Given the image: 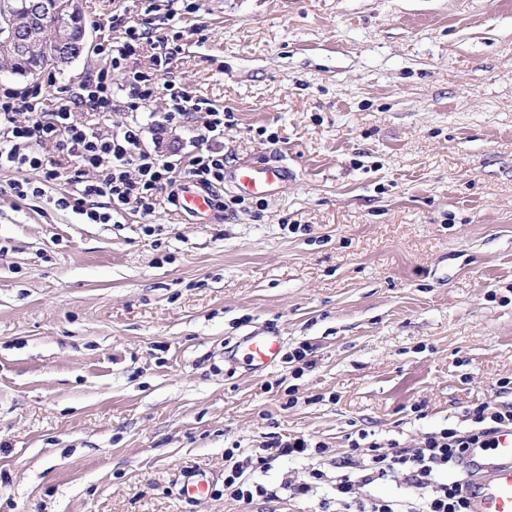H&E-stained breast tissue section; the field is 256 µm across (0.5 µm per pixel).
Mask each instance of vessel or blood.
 Masks as SVG:
<instances>
[{
  "mask_svg": "<svg viewBox=\"0 0 512 512\" xmlns=\"http://www.w3.org/2000/svg\"><path fill=\"white\" fill-rule=\"evenodd\" d=\"M294 174L284 164L278 166L242 165L233 172L242 194L264 196L282 189L292 181ZM211 189L187 182L180 190L183 211L198 223H213L216 215ZM251 369L262 371L275 364L280 352L279 337L254 332L239 338L234 348ZM495 448L469 449L461 462L467 476L464 494L469 512H512V434L498 438ZM213 483L211 476L201 472L185 475L180 494L191 500L204 494Z\"/></svg>",
  "mask_w": 512,
  "mask_h": 512,
  "instance_id": "vessel-or-blood-1",
  "label": "vessel or blood"
}]
</instances>
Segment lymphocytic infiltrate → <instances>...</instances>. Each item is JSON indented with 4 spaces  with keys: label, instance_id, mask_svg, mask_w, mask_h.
Returning a JSON list of instances; mask_svg holds the SVG:
<instances>
[{
    "label": "lymphocytic infiltrate",
    "instance_id": "f902f5d3",
    "mask_svg": "<svg viewBox=\"0 0 512 512\" xmlns=\"http://www.w3.org/2000/svg\"><path fill=\"white\" fill-rule=\"evenodd\" d=\"M115 31L112 39L96 46L104 67L86 77L77 87L58 84L56 106L41 108V86L0 92V168L19 172L11 185L21 200L44 197L56 189L57 209L73 211L88 224H111L135 210L148 215L160 198L176 203L183 181L190 180L214 189L216 210H225L218 189L224 184V126L232 114L197 98L171 78L173 65L184 52V33L170 29L154 33L132 17L129 9H115L105 21ZM150 48L149 65L140 68L135 57ZM122 72L121 88H113V72ZM163 102L165 125L170 129L196 125L194 150L179 158L147 148L142 108ZM127 112L119 130L108 132L100 121L108 113ZM50 145L53 158L39 148ZM29 170L41 173L39 182L25 179ZM468 429L448 427L428 435L412 448L392 444L384 449L360 433L349 452L336 461V512H468L462 480L449 477L471 448H494L501 430L512 429V405L482 401L466 408ZM232 465L224 473L225 488L245 501L254 497L276 498V491L261 485L248 486L247 469L267 463L264 456L236 459L227 452ZM404 475L413 495L383 500L371 494L373 485Z\"/></svg>",
    "mask_w": 512,
    "mask_h": 512
}]
</instances>
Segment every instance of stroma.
Segmentation results:
<instances>
[{
	"label": "stroma",
	"instance_id": "obj_1",
	"mask_svg": "<svg viewBox=\"0 0 512 512\" xmlns=\"http://www.w3.org/2000/svg\"><path fill=\"white\" fill-rule=\"evenodd\" d=\"M198 3L144 18L186 30L175 81L233 111L226 168L296 178L217 224L166 202L85 224L0 169V512H319L288 489L348 436L410 448L512 403V0ZM76 5L70 86L115 2ZM257 328L313 367L232 361ZM296 437L325 454L244 474L276 499L225 490V449ZM213 484V478L201 472H191L185 475L180 494L184 499L191 500L201 496L209 490Z\"/></svg>",
	"mask_w": 512,
	"mask_h": 512
}]
</instances>
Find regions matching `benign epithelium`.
<instances>
[{
	"label": "benign epithelium",
	"instance_id": "obj_1",
	"mask_svg": "<svg viewBox=\"0 0 512 512\" xmlns=\"http://www.w3.org/2000/svg\"><path fill=\"white\" fill-rule=\"evenodd\" d=\"M69 0H30L21 20L5 21L9 50L17 55L49 54L68 44L69 25L64 23Z\"/></svg>",
	"mask_w": 512,
	"mask_h": 512
}]
</instances>
